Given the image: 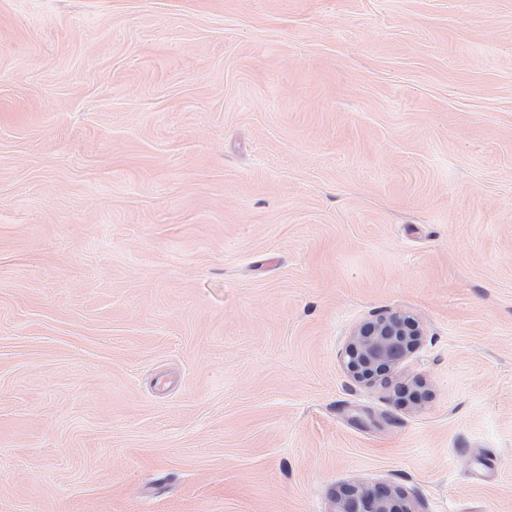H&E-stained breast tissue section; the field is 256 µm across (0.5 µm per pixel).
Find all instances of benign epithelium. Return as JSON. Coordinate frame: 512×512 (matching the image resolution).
Here are the masks:
<instances>
[{
	"label": "benign epithelium",
	"instance_id": "1",
	"mask_svg": "<svg viewBox=\"0 0 512 512\" xmlns=\"http://www.w3.org/2000/svg\"><path fill=\"white\" fill-rule=\"evenodd\" d=\"M424 332L417 320L394 311L360 324L350 335L344 362L360 383H376L421 346ZM336 512H416L406 492L397 486L348 484L337 497Z\"/></svg>",
	"mask_w": 512,
	"mask_h": 512
}]
</instances>
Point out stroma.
I'll list each match as a JSON object with an SVG mask.
<instances>
[{
	"label": "stroma",
	"mask_w": 512,
	"mask_h": 512,
	"mask_svg": "<svg viewBox=\"0 0 512 512\" xmlns=\"http://www.w3.org/2000/svg\"><path fill=\"white\" fill-rule=\"evenodd\" d=\"M356 481L512 512V0H0V512ZM424 332L417 320L394 311L360 324L350 335L344 362L360 383H376L401 365L421 346Z\"/></svg>",
	"instance_id": "1"
}]
</instances>
